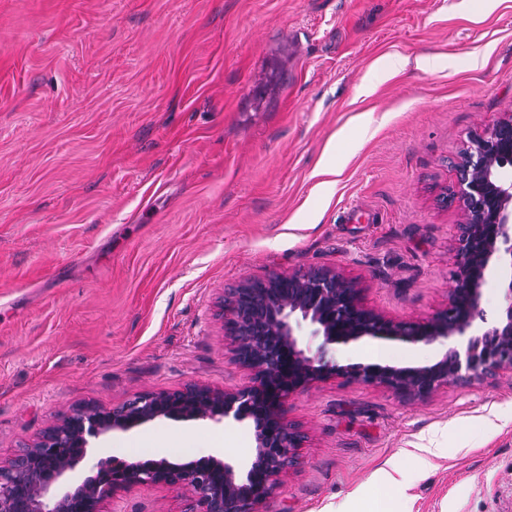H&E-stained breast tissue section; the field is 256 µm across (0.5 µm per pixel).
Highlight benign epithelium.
I'll return each instance as SVG.
<instances>
[{"instance_id": "obj_1", "label": "benign epithelium", "mask_w": 512, "mask_h": 512, "mask_svg": "<svg viewBox=\"0 0 512 512\" xmlns=\"http://www.w3.org/2000/svg\"><path fill=\"white\" fill-rule=\"evenodd\" d=\"M512 117L466 142L456 166L458 190L451 197L465 209L457 225L456 266L448 307L422 322H396L366 307L356 284L330 267L288 276L272 275L261 287L249 281L224 298L226 335L236 361L254 371V385L216 391L189 384L181 390L140 395L119 407H82L47 429L7 468L0 467V512H104L119 489L138 484L181 485L184 512H254L279 476L296 463L301 437L284 420L288 394L330 376L384 385L408 398L442 386L464 385L498 374L512 375V273L504 276L505 306L488 315L483 287L496 269L512 270ZM305 321L322 337L314 355L295 334ZM365 339H398L444 351L421 366L327 359L331 346ZM251 422L255 455L244 465L219 457L175 464L165 458L112 464L99 460L81 481L73 473L87 457L90 439L126 431L157 417Z\"/></svg>"}]
</instances>
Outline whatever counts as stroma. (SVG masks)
Returning a JSON list of instances; mask_svg holds the SVG:
<instances>
[{"instance_id":"stroma-1","label":"stroma","mask_w":512,"mask_h":512,"mask_svg":"<svg viewBox=\"0 0 512 512\" xmlns=\"http://www.w3.org/2000/svg\"><path fill=\"white\" fill-rule=\"evenodd\" d=\"M511 116L512 0H0V466L80 407L249 386L224 312L246 281L330 266L389 319L444 309L464 213L441 195L469 135ZM282 409L303 439L257 512H362L393 464L408 483L384 512H512L510 375L415 401L333 376ZM145 433L177 464L214 435L232 464L255 451L248 422L159 417L89 454L145 457ZM185 505L135 485L107 508Z\"/></svg>"}]
</instances>
